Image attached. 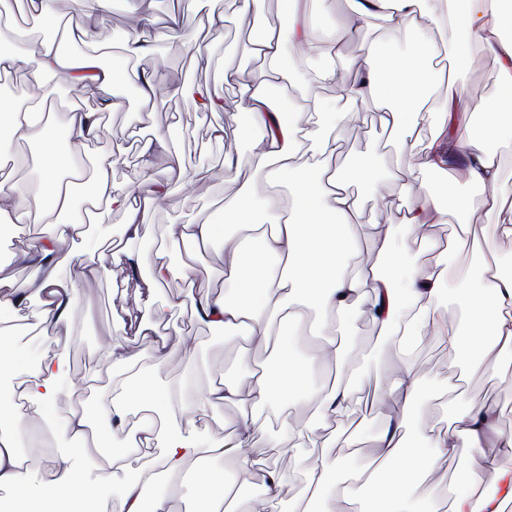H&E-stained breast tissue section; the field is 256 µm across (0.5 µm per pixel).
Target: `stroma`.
I'll return each mask as SVG.
<instances>
[{
    "label": "stroma",
    "instance_id": "1",
    "mask_svg": "<svg viewBox=\"0 0 512 512\" xmlns=\"http://www.w3.org/2000/svg\"><path fill=\"white\" fill-rule=\"evenodd\" d=\"M216 0H150L148 12L157 18H165L169 13H179L184 26V41H160L151 43L148 53L142 56L138 65L144 69L161 67L179 83L210 88L224 99L223 109L205 111L196 108L189 98L159 90L151 112L141 113L139 102L120 107L106 117L107 125L114 133L113 139L92 144L90 150L81 156L82 164H89L93 152L110 148L120 151L124 148L126 131L133 117L144 114L149 128H165L179 123L188 132L183 140L179 155L172 161L174 172L171 176L172 193L169 198L157 202L146 214L145 222L150 227L146 241L147 248H157L162 242V231L166 224L174 221L188 223L206 219L224 206L227 197L236 194L244 185L252 181L254 173L248 167H241L233 177L224 175V155L232 153L239 158H248L251 142L248 139H230L225 148L219 149L207 141L212 125L221 124L229 128L240 125L245 120V110L240 90L223 82L224 59L233 57L240 65H247L251 59L250 38L245 35L234 11L224 15L222 34L211 33L207 16L216 9ZM192 42L195 53H187L184 42ZM460 78L475 81L482 96L493 97L499 91L498 70L494 57L488 53L482 42H475L469 57L457 71ZM347 133L341 141L344 153L360 156L373 150L382 149L384 136L375 122L369 121L365 110L351 112L346 125ZM205 166L210 174L207 182L187 184L179 176L180 170ZM194 269L195 288H187L181 276L172 277L161 288V294L154 303L144 309H137V290L127 287L124 299L113 296V286L122 282L125 271L113 269L110 276L86 286L85 291L92 297L91 311H78L77 328L65 341L67 352L66 375L76 386L75 391H63L56 404V417H63L73 402H81L87 412L96 408L98 388L106 387L111 373L98 363V349L110 335L120 333L126 318L141 316L153 322L158 328L170 324H184L195 346L192 359H185L182 353H174L169 358L164 377L167 381L178 382L185 371H192L194 380L190 396L204 395L214 379L215 373L233 378L238 374V361L244 350L241 342L230 334L215 331L203 323L193 322L191 310L197 294L217 293L225 288L223 252L220 242H213L204 249L191 253ZM181 302V309L174 310L169 300ZM359 344L352 354L353 363L363 373L360 391L374 392L378 389L382 370L398 365L395 352L385 351L381 363H374L371 355L380 342L378 327L367 316L356 321ZM422 367L424 378L421 383L419 402L435 399L446 402L443 412V425L456 421L458 412L471 403L495 405L499 412L497 432L512 436V389L503 383L498 374L478 372L469 375L463 388L452 390L448 387L450 359L447 351L436 342H429L415 354ZM386 414L378 408H356L350 421L338 426L336 431H321V438H335L331 450L334 458L352 467L367 465L373 455L372 439L387 425ZM276 423H268L258 429L254 436L253 454L262 463L279 467L286 477V486L277 504V512H288L289 503L302 486V471L292 469L288 457L282 454L283 442L277 438ZM25 455L30 461L33 482L45 480L41 460L46 454L68 456L75 466L92 471V464L83 451L67 440L65 435L47 430L43 440H26Z\"/></svg>",
    "mask_w": 512,
    "mask_h": 512
}]
</instances>
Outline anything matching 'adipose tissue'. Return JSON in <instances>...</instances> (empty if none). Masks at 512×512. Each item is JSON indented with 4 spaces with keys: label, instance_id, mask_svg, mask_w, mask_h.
I'll use <instances>...</instances> for the list:
<instances>
[{
    "label": "adipose tissue",
    "instance_id": "ef3b65f1",
    "mask_svg": "<svg viewBox=\"0 0 512 512\" xmlns=\"http://www.w3.org/2000/svg\"><path fill=\"white\" fill-rule=\"evenodd\" d=\"M96 2V12L74 31L60 25L59 0H0V73L24 71L27 83L39 89L61 75L86 89L123 84L135 88L145 102L169 88L195 94L202 107H223L216 94L170 84L162 69H117L96 55L76 51V43L97 37L99 18L111 8L112 0ZM370 17L412 33L413 54L396 52L384 39L357 40L358 70L340 69L336 61L346 43L356 40L357 29ZM506 29L512 30V0H353L350 17L336 33H317L296 11L282 23L266 24L254 46L267 63L265 71L249 75L232 60L224 62L225 83L238 85L248 103L245 129L252 145L245 162L257 173V182L226 199L216 219L168 224L169 248L147 256L141 252L149 233L145 210L169 195L157 166L162 158L176 156L182 130H157L141 139L135 193L114 189L116 158L109 152L98 155L92 173L95 210L78 213L80 173L71 159L100 139L102 115L112 111L113 101L102 99L87 110L69 107L65 121L59 122L45 116L31 97L0 100V158L13 144L43 143L42 194L36 205L27 202L24 180H0V223L16 227L12 259L28 271L20 282L0 266V371L20 376L18 389L6 402L8 416H0V512H45L46 503L60 500L78 502L81 512H177V487L186 465L201 459H230L237 471L233 482L197 478L194 495L203 512H269L283 491L284 476L275 468L256 470L253 433L264 411L298 402L311 407V417L293 422L283 416L278 427L288 438L285 453L292 466L304 468L305 484L292 512H336L340 502L352 512H505L512 504V438L501 442L491 459V483H483L474 468L448 488L424 486L436 457L471 461L483 455L497 412L490 405L472 404L454 429H437L439 407L418 406L422 368L414 353L433 340L473 373L512 365V276L469 237L473 225L493 214V234L512 239V191L503 182L501 161L488 148L492 142L512 143V41L498 38ZM476 40L488 44L496 57L501 93L491 99L435 62L441 55L463 57ZM293 68L308 72L313 88L345 90L344 101L331 102L313 92L297 108L288 97H276L280 80ZM439 87L444 97L432 99V90ZM466 102L472 105L468 133L460 137L457 108ZM359 105L376 112L396 151V169H389L376 151L360 157L341 152L344 109ZM301 110L311 113L313 122L299 125ZM427 123L434 133L423 145L416 130ZM418 152L422 163L408 168L407 157ZM460 155L465 158L461 176L477 195L458 197L450 208L430 188L426 175L446 172ZM399 175L413 200L399 213L398 225L359 224L362 194L386 209L381 189ZM353 183L362 187V194L350 191ZM116 210L125 215L123 246L104 259L78 261L75 279L62 277L60 258H73L92 225L106 224ZM49 218L55 224L52 234L32 233V225ZM452 220L459 235L448 250L449 260L432 267L413 265L409 243L437 250L429 229ZM399 225L407 232L401 239L395 235ZM365 239L372 244L374 261L360 266L354 259ZM215 240L222 243L224 276L234 288L228 294H199L193 316L268 351L275 369L219 380L185 404L190 379L173 389L159 378L173 352L189 358L194 345L187 336L159 334L153 324L139 321L135 339H113L99 349L100 364L117 378L111 394L101 399L97 418L73 408L62 421L64 433L94 464L98 482L124 471L133 457L142 461L136 476L111 502L97 496L80 471L49 455L43 460L48 479L34 489L18 438L31 411L48 414L57 401L64 387L65 355L54 353L27 368L17 363L24 323L53 343L69 335L80 304L76 281L98 282L112 266L137 279L143 304H151L174 269V247ZM450 300L462 301L468 312L466 323L453 333L443 330ZM361 313L377 325L382 348L401 357L400 365L384 374L377 395L378 401L397 406L400 420L378 437L369 466L345 474L329 453L311 462L307 450L321 428L352 415V390L360 377L350 362L355 340L337 334L334 323ZM329 366L336 370L335 383L310 387L309 372ZM243 395L251 407L231 422L224 439L197 436L210 412ZM116 430L126 439L121 450L113 451L109 445ZM250 485L258 495L245 494Z\"/></svg>",
    "mask_w": 512,
    "mask_h": 512
}]
</instances>
